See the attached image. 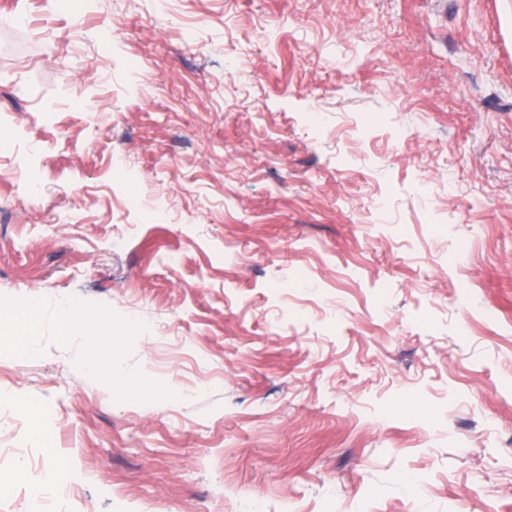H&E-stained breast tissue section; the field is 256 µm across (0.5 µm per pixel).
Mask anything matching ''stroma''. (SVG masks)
I'll return each mask as SVG.
<instances>
[{"mask_svg": "<svg viewBox=\"0 0 512 512\" xmlns=\"http://www.w3.org/2000/svg\"><path fill=\"white\" fill-rule=\"evenodd\" d=\"M1 115L0 512H512V0H0Z\"/></svg>", "mask_w": 512, "mask_h": 512, "instance_id": "35a3bbf8", "label": "stroma"}]
</instances>
